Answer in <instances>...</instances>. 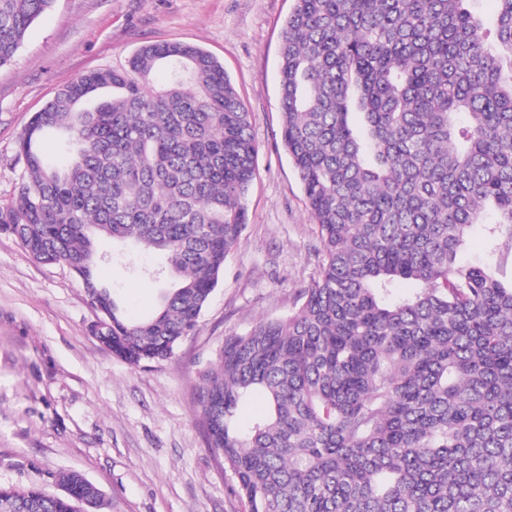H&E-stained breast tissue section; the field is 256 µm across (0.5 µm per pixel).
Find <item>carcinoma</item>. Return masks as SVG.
Returning <instances> with one entry per match:
<instances>
[{
  "instance_id": "cac0c4a2",
  "label": "carcinoma",
  "mask_w": 512,
  "mask_h": 512,
  "mask_svg": "<svg viewBox=\"0 0 512 512\" xmlns=\"http://www.w3.org/2000/svg\"><path fill=\"white\" fill-rule=\"evenodd\" d=\"M54 0H0V67ZM473 0H295L279 54L281 143L322 263L285 318L230 336L203 374L207 447L248 512H512V285L458 250L483 213L512 239V0L494 29ZM162 67L161 91L150 77ZM112 91L91 108L85 102ZM0 232L87 289L90 332L131 366L171 357L246 225L257 146L224 66L147 44L33 114ZM151 250L175 278L129 320L97 242ZM264 412L243 426L255 398ZM0 486V512H101Z\"/></svg>"
}]
</instances>
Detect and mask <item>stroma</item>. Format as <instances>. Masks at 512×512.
Segmentation results:
<instances>
[{"mask_svg":"<svg viewBox=\"0 0 512 512\" xmlns=\"http://www.w3.org/2000/svg\"><path fill=\"white\" fill-rule=\"evenodd\" d=\"M294 0H54L0 68V202L24 175L18 141L31 116L80 74L126 65L149 43L197 45L224 66L251 116L257 176L238 247L194 332L171 358L133 367L89 331L83 281L63 264L33 260L0 233V485L44 486L77 472L108 512H247L230 471L207 447L199 415L202 373L226 337L283 318L317 278V227L279 136L277 62ZM462 259L493 262L512 281V241L479 229ZM149 251L102 263L98 279L130 316L153 312L157 266Z\"/></svg>","mask_w":512,"mask_h":512,"instance_id":"obj_1","label":"stroma"}]
</instances>
